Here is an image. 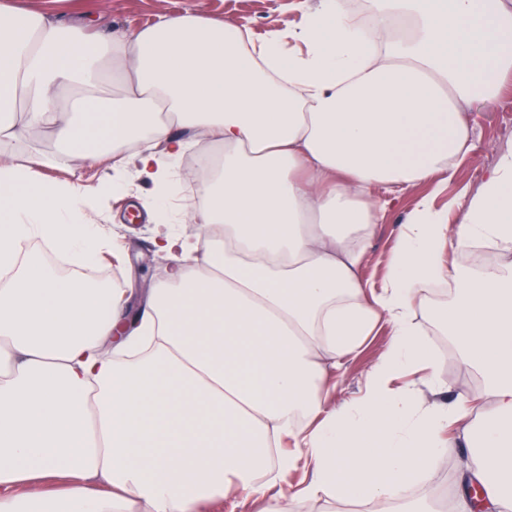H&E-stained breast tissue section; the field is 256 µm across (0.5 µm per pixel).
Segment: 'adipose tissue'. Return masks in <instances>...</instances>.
<instances>
[{
  "instance_id": "ef3b65f1",
  "label": "adipose tissue",
  "mask_w": 512,
  "mask_h": 512,
  "mask_svg": "<svg viewBox=\"0 0 512 512\" xmlns=\"http://www.w3.org/2000/svg\"><path fill=\"white\" fill-rule=\"evenodd\" d=\"M369 16L318 0L292 52L278 28L257 42L191 9L115 39L0 0V512L394 500L436 472L442 431L465 418L460 512L474 481L487 512H512V263L475 273L464 258L476 242L512 253V147L460 223L420 198L385 277H361L383 210L373 189L453 179L473 149L466 106L512 78V0H371ZM407 18L415 34L396 37ZM214 146L224 165L205 205L186 207L192 240L171 223L172 182ZM106 151L95 184L35 176ZM134 170L154 177L170 264L107 352L125 290L57 277L24 245L96 261L98 208ZM429 284L450 285L437 322L485 383L449 411L390 386L425 356L412 314ZM382 320L391 338L366 394L326 408L328 367ZM287 440L297 453L270 464ZM300 462L309 480L284 489Z\"/></svg>"
}]
</instances>
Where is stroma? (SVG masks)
<instances>
[{"label": "stroma", "mask_w": 512, "mask_h": 512, "mask_svg": "<svg viewBox=\"0 0 512 512\" xmlns=\"http://www.w3.org/2000/svg\"><path fill=\"white\" fill-rule=\"evenodd\" d=\"M192 3L204 19L234 24L258 39L270 26L291 29L299 22L293 0H15L20 9H40L64 19L80 12H96L103 17V27L116 32L151 24L162 15H178ZM468 112L473 152L460 163L455 177L440 192H433L430 184L421 183L388 205L361 268L364 281L376 283L385 276L387 257L396 244L397 228L421 196L432 195L435 208L447 210L449 223H460L463 211L457 205L459 197L477 193L484 175L495 166L500 153L512 146V81L497 97L475 101ZM153 197L151 179L144 174L133 175L127 189L110 199L99 215L100 228L108 243L114 246L111 258L92 265L64 261L63 276L100 281L109 286L116 284L130 291L139 286L149 289L162 282L169 261L153 245V223L149 217ZM447 302V295L421 291L413 317L427 331V351L440 380L436 386L419 385L420 399L427 406L448 403L458 393L477 397L483 390L472 367L461 359L455 347L449 346L443 331L433 325L436 312ZM388 343L389 326L379 323L342 367L331 371L328 407L343 406L363 395ZM466 453L463 443L452 445L432 479L410 484L403 502H369L368 512H401L407 503L422 507L432 504L437 512H456L460 464Z\"/></svg>", "instance_id": "1"}]
</instances>
